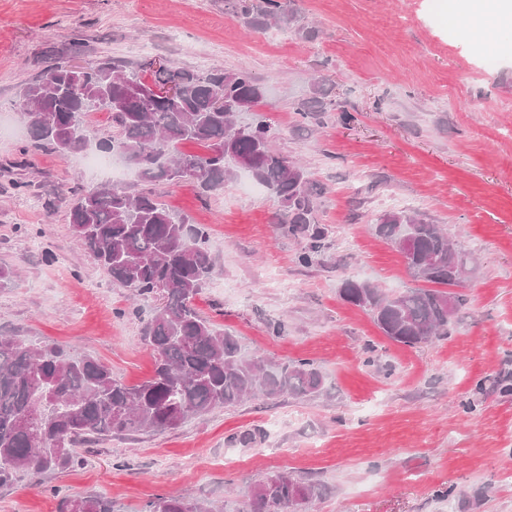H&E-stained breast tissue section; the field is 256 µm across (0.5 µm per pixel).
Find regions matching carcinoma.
<instances>
[{
    "label": "carcinoma",
    "instance_id": "carcinoma-1",
    "mask_svg": "<svg viewBox=\"0 0 512 512\" xmlns=\"http://www.w3.org/2000/svg\"><path fill=\"white\" fill-rule=\"evenodd\" d=\"M247 23L289 24L282 0H261L243 9ZM176 83L180 95L148 97L152 86ZM264 87L248 71H206L173 65L126 72L121 61L101 58L76 73L59 62L21 91L12 107L24 119L30 138L63 157L90 146L120 154L150 183L184 180L180 145L204 148L193 153L196 173L190 182L209 194L230 186L242 172L273 193L285 211L289 234L309 237L299 260L312 264L321 251L315 223L314 190L306 170L274 151L281 131L259 110ZM315 85L298 109L302 118L332 110ZM112 114L115 132L101 134L88 117ZM252 114L248 123L239 121ZM224 146L214 154L211 147ZM69 221L74 237L112 278V284L136 296L155 295L159 304L145 317V340L155 357L153 376L129 386L107 365L65 349L0 336V489L22 473H55L79 459L77 446L172 429L188 418L260 395L317 396L324 391L321 370L308 360L268 362L245 350L236 337L214 327L195 299L216 274L206 247L207 232L147 192L127 193L102 180L69 191ZM376 232L402 254L413 278L448 287L446 291L411 288L387 295L379 288L346 279L340 288L348 303L374 314L389 339L407 346L429 344L448 335L464 298L449 291L460 283L467 256L453 247L448 233L407 210L382 214ZM320 495L314 483L285 474L266 477L249 494L246 512H268L275 503L289 512L297 500L307 504ZM60 512H112L104 495L66 497ZM146 512H216L208 502L159 497Z\"/></svg>",
    "mask_w": 512,
    "mask_h": 512
}]
</instances>
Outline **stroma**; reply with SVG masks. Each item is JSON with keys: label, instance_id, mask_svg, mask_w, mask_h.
Returning a JSON list of instances; mask_svg holds the SVG:
<instances>
[{"label": "stroma", "instance_id": "stroma-1", "mask_svg": "<svg viewBox=\"0 0 512 512\" xmlns=\"http://www.w3.org/2000/svg\"><path fill=\"white\" fill-rule=\"evenodd\" d=\"M254 2L0 0V265L15 271L0 335L90 355L129 385L154 374L130 313L149 300L113 285L70 232L67 190L92 178L77 156L34 143L11 107L70 59L77 35L87 62L221 66L264 85L283 131L274 149L300 158L316 188L324 247L312 264L269 191L124 187L206 229L216 275L195 300L202 314L266 359L312 361L326 390L88 447L69 470L0 489V512H59L63 497L99 493L114 512L170 495L242 512L276 473L321 486L309 512H512V395L494 386L512 376V24L472 16L469 0H292L290 26L250 29L242 8ZM317 79L334 107L301 121ZM393 209L443 225L471 259L466 304L431 344L390 340L339 295L347 278L390 295L417 287L375 231ZM450 485L454 497H439Z\"/></svg>", "mask_w": 512, "mask_h": 512}]
</instances>
